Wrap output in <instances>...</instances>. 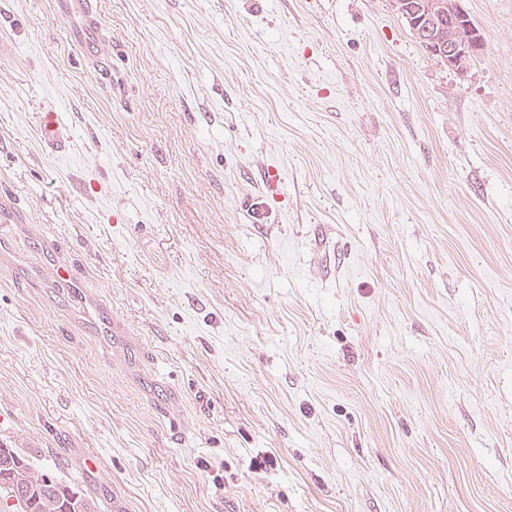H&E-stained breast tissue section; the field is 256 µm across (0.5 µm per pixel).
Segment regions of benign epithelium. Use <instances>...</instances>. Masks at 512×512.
<instances>
[{
  "instance_id": "7a95c632",
  "label": "benign epithelium",
  "mask_w": 512,
  "mask_h": 512,
  "mask_svg": "<svg viewBox=\"0 0 512 512\" xmlns=\"http://www.w3.org/2000/svg\"><path fill=\"white\" fill-rule=\"evenodd\" d=\"M417 9L420 18L410 23L411 31L417 36L424 34L421 29L424 21L448 16V41H437L439 45L448 44V52L442 54L432 47L428 48V52L431 57L459 74L466 73L471 61L483 53L485 41L470 22L462 0H418Z\"/></svg>"
}]
</instances>
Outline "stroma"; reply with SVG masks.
<instances>
[{
  "label": "stroma",
  "instance_id": "35a3bbf8",
  "mask_svg": "<svg viewBox=\"0 0 512 512\" xmlns=\"http://www.w3.org/2000/svg\"><path fill=\"white\" fill-rule=\"evenodd\" d=\"M462 5L460 75L390 0H94L96 60L0 0V441L101 512H512V0ZM66 130L59 122L56 112H45L41 124L43 143L51 149H60L66 142Z\"/></svg>",
  "mask_w": 512,
  "mask_h": 512
}]
</instances>
